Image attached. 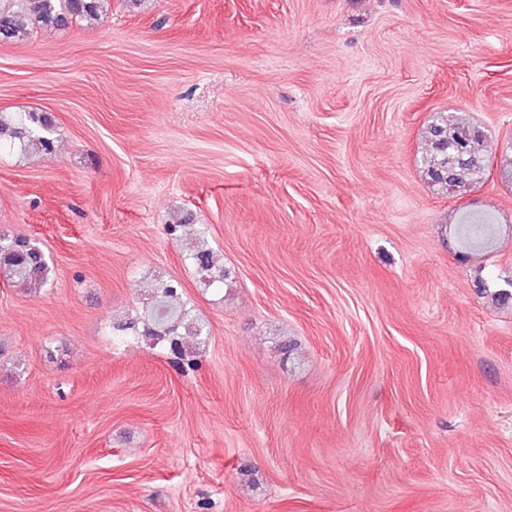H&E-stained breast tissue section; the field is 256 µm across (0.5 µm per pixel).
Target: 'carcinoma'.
<instances>
[{
  "mask_svg": "<svg viewBox=\"0 0 512 512\" xmlns=\"http://www.w3.org/2000/svg\"><path fill=\"white\" fill-rule=\"evenodd\" d=\"M110 0H0V42L26 40L40 29H63L76 20H98L107 15ZM475 125L440 112L425 130V152L421 166L425 180L443 195L460 196L488 176L489 161L485 135L473 134ZM59 130L51 114L0 111V152L19 149L25 153L50 154L58 142ZM460 235L472 250L491 246L496 224L486 215L470 214L458 224ZM174 239L191 240L189 258L208 285L224 282V265L215 259L202 232L193 228L189 216L167 225ZM45 252L37 242L13 229L0 227V279L27 293H37L51 280ZM121 334L134 332L151 341L167 342L189 356L206 342L209 331L191 317L177 287L163 283L144 315L119 323Z\"/></svg>",
  "mask_w": 512,
  "mask_h": 512,
  "instance_id": "cac0c4a2",
  "label": "carcinoma"
}]
</instances>
